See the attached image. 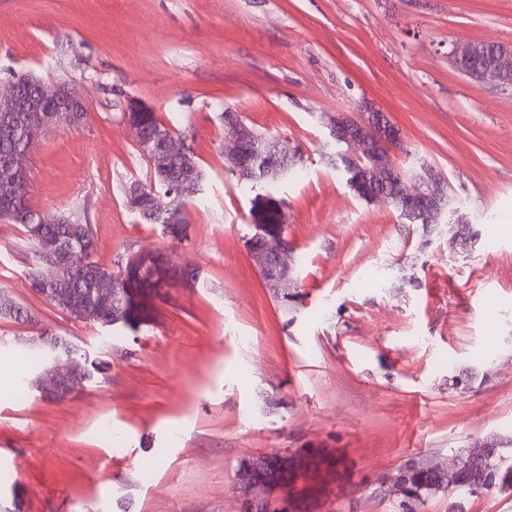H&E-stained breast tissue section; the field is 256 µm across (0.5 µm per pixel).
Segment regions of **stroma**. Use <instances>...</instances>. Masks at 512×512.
<instances>
[{
    "label": "stroma",
    "mask_w": 512,
    "mask_h": 512,
    "mask_svg": "<svg viewBox=\"0 0 512 512\" xmlns=\"http://www.w3.org/2000/svg\"><path fill=\"white\" fill-rule=\"evenodd\" d=\"M485 40L512 46V0H0V73L63 76L90 112L41 134L31 204L89 225L133 299L112 327L69 318L29 288L22 227L0 223V293L29 314L0 317V512H241L240 464L284 448L337 460L304 512H401V467L512 437V95L451 57ZM363 100L399 127L398 167L442 174L472 243L359 199L328 165L322 115ZM131 102L185 131L208 172L177 235L125 206L148 173ZM217 103L298 149L304 176L242 191ZM274 211L289 313L250 256ZM46 331L105 370L41 397ZM456 505L512 512V490L440 491L425 512Z\"/></svg>",
    "instance_id": "1"
}]
</instances>
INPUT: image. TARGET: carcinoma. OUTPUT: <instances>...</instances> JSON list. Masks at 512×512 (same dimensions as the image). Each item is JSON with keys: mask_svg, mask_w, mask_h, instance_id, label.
I'll return each mask as SVG.
<instances>
[{"mask_svg": "<svg viewBox=\"0 0 512 512\" xmlns=\"http://www.w3.org/2000/svg\"><path fill=\"white\" fill-rule=\"evenodd\" d=\"M15 88L19 111L0 110V182L14 185L15 191L7 197H0V221L18 224L23 227L28 241L36 250L45 248L50 243L66 242L73 235L85 238V243L76 246L77 256L71 267L57 269L51 264L37 259V268L32 272L30 287L43 286L56 295L59 304L65 306L70 318L89 323L112 327L126 320L130 297L128 288L121 275L102 266L95 259V240L85 224H79L58 210H39L34 208L28 198V173L32 168L31 144L25 137V128L38 116L36 112H23L27 104L37 103L45 110H56L59 97L55 88H68L70 83L63 78L45 80L29 72H7ZM128 123L133 130L135 144L140 156L149 168V182L145 184L146 198L141 208L136 211L139 218L148 224H158L163 230L172 234L179 230V225L169 223L170 213L181 212L188 200L181 197L170 185L162 183L159 170L164 168L167 174L175 178L191 177L196 180L198 190L194 198L202 197L208 181V173L200 164L191 146L184 152L165 157L160 152L161 145L173 136H182L179 128L164 122L156 112H127ZM262 141L249 148L254 155L255 176L251 179H237V184L245 191H269L279 182L298 174L302 170V157H288L285 164L286 174L276 180L261 177L262 154L271 150L279 137L271 133H260ZM347 176L349 186L355 187L354 194L362 199L369 198L377 192L397 196L402 186L397 179L390 178L377 186L355 185V175L347 168L340 167ZM102 280L112 283V302L106 307L92 299L94 288ZM0 316L14 320L28 319V311L11 300L0 295ZM49 354L55 359L70 360L83 367L97 369L90 364L87 357L79 350L52 333H45ZM457 456L464 460V465L453 484L448 479L434 475L419 467L410 475L411 486L415 496L407 504L401 505V512H423L428 499L441 490L451 494L477 495L492 489L506 490L512 488V439L496 438L492 440L488 454L480 459H472L467 449L462 448Z\"/></svg>", "mask_w": 512, "mask_h": 512, "instance_id": "1", "label": "carcinoma"}]
</instances>
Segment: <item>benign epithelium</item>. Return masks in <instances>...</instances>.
<instances>
[{
    "mask_svg": "<svg viewBox=\"0 0 512 512\" xmlns=\"http://www.w3.org/2000/svg\"><path fill=\"white\" fill-rule=\"evenodd\" d=\"M472 48L473 44L468 42H460L453 48L452 57L459 71L476 82H492L500 91L512 93V48L497 45L491 58L475 71L466 67ZM59 96L65 102L69 117L88 111L81 95L62 88ZM357 111L356 118L336 113L324 114L321 120L331 139L341 144L345 161L360 172V179L368 185L375 184L398 170L392 148L400 143L401 131L391 123H384L381 112L368 102L357 105ZM258 139L259 131L254 127L240 118L234 120L224 129V168L238 175L250 173L253 157L246 149ZM402 181L406 184L401 196L405 210L430 222L439 220L442 215L440 201L445 193L442 177L423 163L411 175L402 177ZM45 256L51 264L64 267L72 263L74 253L59 242L45 252ZM252 261L264 274L267 286L277 295L291 294L294 278L290 251L283 241L268 243L252 253ZM81 378L79 365H59L48 375L44 395L64 398L81 383ZM295 461L296 453L286 450L259 455L248 461L237 479L243 512H300L302 501L321 496L334 476V465L329 462L302 473L288 485L270 480V470L293 471Z\"/></svg>",
    "mask_w": 512,
    "mask_h": 512,
    "instance_id": "1",
    "label": "benign epithelium"
}]
</instances>
